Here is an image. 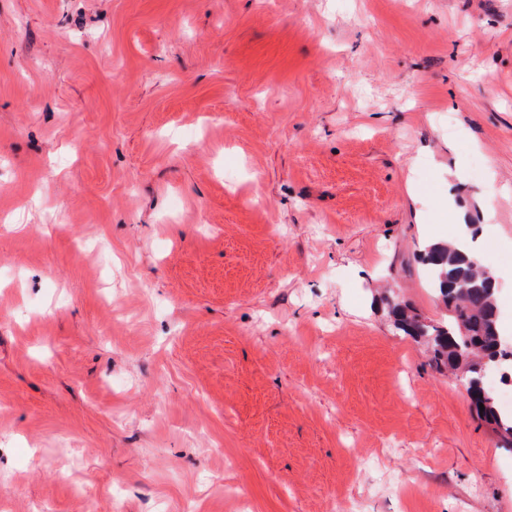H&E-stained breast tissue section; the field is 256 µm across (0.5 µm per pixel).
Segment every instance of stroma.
<instances>
[{
	"label": "stroma",
	"mask_w": 512,
	"mask_h": 512,
	"mask_svg": "<svg viewBox=\"0 0 512 512\" xmlns=\"http://www.w3.org/2000/svg\"><path fill=\"white\" fill-rule=\"evenodd\" d=\"M512 0H0V512H512L385 299L458 223L512 343Z\"/></svg>",
	"instance_id": "35a3bbf8"
}]
</instances>
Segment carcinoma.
<instances>
[{
    "label": "carcinoma",
    "mask_w": 512,
    "mask_h": 512,
    "mask_svg": "<svg viewBox=\"0 0 512 512\" xmlns=\"http://www.w3.org/2000/svg\"><path fill=\"white\" fill-rule=\"evenodd\" d=\"M419 259L432 273V289L448 309V321L432 323L410 305L388 300L394 325L431 348L434 368L463 374L475 394L477 419L492 428L502 447L511 448L512 414L502 411L490 391L479 388L485 368L503 367L512 356L500 336L497 287L487 272L450 243L428 245Z\"/></svg>",
    "instance_id": "obj_1"
}]
</instances>
